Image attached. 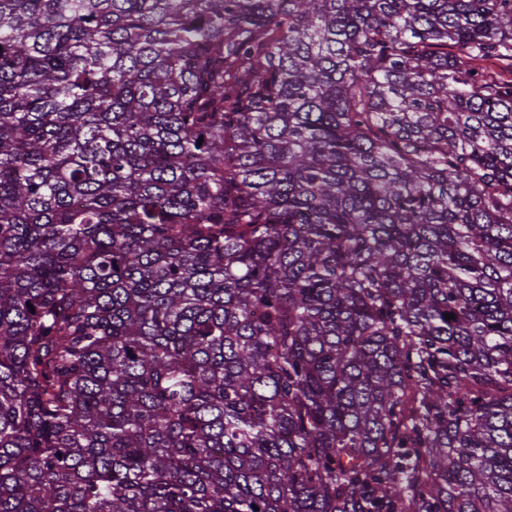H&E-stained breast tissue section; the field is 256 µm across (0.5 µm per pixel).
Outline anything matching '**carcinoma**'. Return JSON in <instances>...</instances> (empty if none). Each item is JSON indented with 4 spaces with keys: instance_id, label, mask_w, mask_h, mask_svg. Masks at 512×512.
<instances>
[{
    "instance_id": "obj_1",
    "label": "carcinoma",
    "mask_w": 512,
    "mask_h": 512,
    "mask_svg": "<svg viewBox=\"0 0 512 512\" xmlns=\"http://www.w3.org/2000/svg\"><path fill=\"white\" fill-rule=\"evenodd\" d=\"M487 60L512 0H0V512H512Z\"/></svg>"
}]
</instances>
